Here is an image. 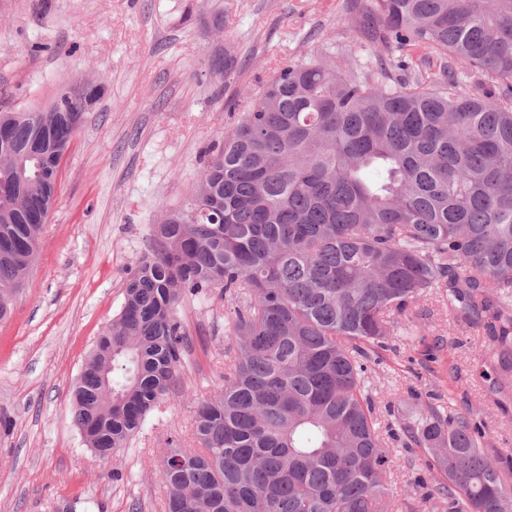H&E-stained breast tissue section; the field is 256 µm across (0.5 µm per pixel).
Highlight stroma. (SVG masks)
<instances>
[{"label": "stroma", "mask_w": 512, "mask_h": 512, "mask_svg": "<svg viewBox=\"0 0 512 512\" xmlns=\"http://www.w3.org/2000/svg\"><path fill=\"white\" fill-rule=\"evenodd\" d=\"M367 0H0V110L47 107L74 77L101 83L63 160L58 202L13 312L0 322V512H163L159 471L172 441L191 443L201 394L222 378L224 309L186 303L189 345L178 397L126 448L96 459L80 439L71 390L124 282L151 245V224L182 207L224 131L287 62L312 58L374 80L461 90L485 78L461 61L375 43L359 31ZM223 18L216 29L215 18ZM216 54L231 71L208 68ZM492 347L456 321L440 293L416 300L371 350L367 387L385 442L397 512H443V475L402 424L430 408L474 412L481 449L512 484V387L501 390Z\"/></svg>", "instance_id": "1"}]
</instances>
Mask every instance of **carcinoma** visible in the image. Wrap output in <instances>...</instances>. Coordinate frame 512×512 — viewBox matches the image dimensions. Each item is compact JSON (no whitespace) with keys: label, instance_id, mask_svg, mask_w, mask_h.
Segmentation results:
<instances>
[{"label":"carcinoma","instance_id":"1","mask_svg":"<svg viewBox=\"0 0 512 512\" xmlns=\"http://www.w3.org/2000/svg\"><path fill=\"white\" fill-rule=\"evenodd\" d=\"M373 40L461 58L480 94L392 87L315 60L283 66L224 131L188 203L151 225L72 391L95 458L117 453L179 381L185 301L226 296L236 352L197 402L195 448L160 471L165 512H390L384 446L366 393V349L438 289L512 373V0H368ZM71 112L0 111V320L32 268L54 197L56 148L19 187L18 159L71 129ZM447 478L448 512H512L468 414L435 408L404 428Z\"/></svg>","mask_w":512,"mask_h":512}]
</instances>
